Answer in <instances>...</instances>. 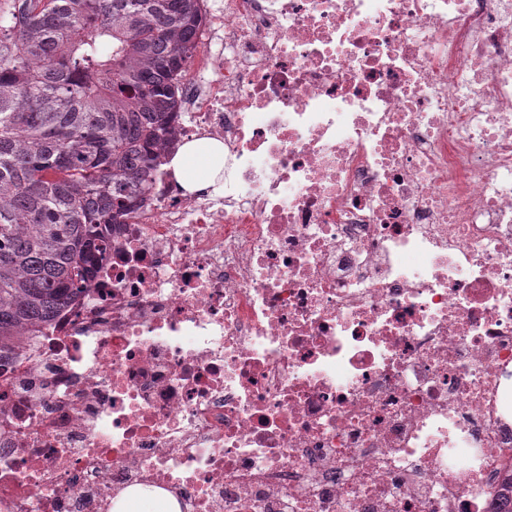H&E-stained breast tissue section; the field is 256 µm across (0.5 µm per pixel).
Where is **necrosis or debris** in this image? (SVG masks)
Here are the masks:
<instances>
[{
  "instance_id": "obj_1",
  "label": "necrosis or debris",
  "mask_w": 512,
  "mask_h": 512,
  "mask_svg": "<svg viewBox=\"0 0 512 512\" xmlns=\"http://www.w3.org/2000/svg\"><path fill=\"white\" fill-rule=\"evenodd\" d=\"M168 170L0 348V512H503L512 0H202ZM210 159L211 166L205 179L193 176L190 169L201 160ZM167 167L174 170L182 188L193 193L208 186L223 183L224 145L211 141L209 148L202 150L198 141L185 143L169 160ZM222 179V182H221Z\"/></svg>"
}]
</instances>
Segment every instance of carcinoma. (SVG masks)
Here are the masks:
<instances>
[{
  "mask_svg": "<svg viewBox=\"0 0 512 512\" xmlns=\"http://www.w3.org/2000/svg\"><path fill=\"white\" fill-rule=\"evenodd\" d=\"M201 0H0V342L88 287L172 155Z\"/></svg>",
  "mask_w": 512,
  "mask_h": 512,
  "instance_id": "obj_1",
  "label": "carcinoma"
}]
</instances>
